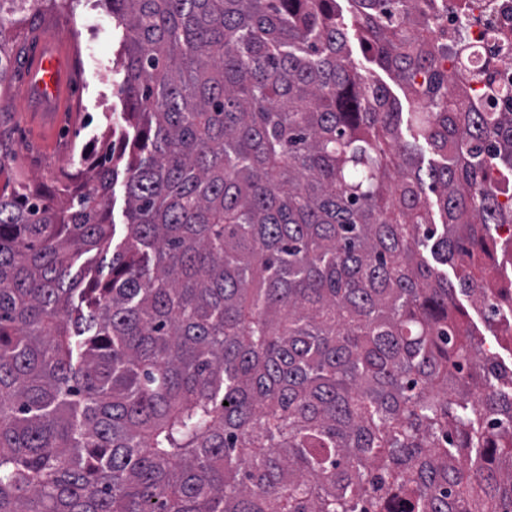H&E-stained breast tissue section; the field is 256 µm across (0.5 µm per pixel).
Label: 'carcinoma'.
Instances as JSON below:
<instances>
[{
  "mask_svg": "<svg viewBox=\"0 0 512 512\" xmlns=\"http://www.w3.org/2000/svg\"><path fill=\"white\" fill-rule=\"evenodd\" d=\"M347 2L105 0L120 149L0 193V512H512V364L454 313L512 323V87L448 0ZM347 53L351 61L362 69H372L375 72V77L387 87L390 95L396 98L403 105V111H407L406 99L404 96V90L401 84L394 79V77L388 72L377 68L374 64L369 63L364 57L359 40L356 35H354L353 30H349L348 34V45H347Z\"/></svg>",
  "mask_w": 512,
  "mask_h": 512,
  "instance_id": "cac0c4a2",
  "label": "carcinoma"
}]
</instances>
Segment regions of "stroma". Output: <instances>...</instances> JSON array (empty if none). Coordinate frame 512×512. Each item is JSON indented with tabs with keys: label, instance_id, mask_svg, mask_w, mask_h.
I'll list each match as a JSON object with an SVG mask.
<instances>
[{
	"label": "stroma",
	"instance_id": "stroma-1",
	"mask_svg": "<svg viewBox=\"0 0 512 512\" xmlns=\"http://www.w3.org/2000/svg\"><path fill=\"white\" fill-rule=\"evenodd\" d=\"M5 35L11 59L7 83L0 90V143L10 158L0 172V188L20 178L47 184L65 174L85 178L83 155H97L110 143L112 115L127 109L115 72L120 33L106 7L102 0H70L61 13L30 9ZM45 37L74 49L81 64L75 111L45 114L24 107L25 59L18 56L17 43Z\"/></svg>",
	"mask_w": 512,
	"mask_h": 512
}]
</instances>
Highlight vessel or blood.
Returning <instances> with one entry per match:
<instances>
[{
  "mask_svg": "<svg viewBox=\"0 0 512 512\" xmlns=\"http://www.w3.org/2000/svg\"><path fill=\"white\" fill-rule=\"evenodd\" d=\"M78 69L67 49L40 41L29 55L25 70L27 103L33 112H59L68 98L70 81Z\"/></svg>",
  "mask_w": 512,
  "mask_h": 512,
  "instance_id": "vessel-or-blood-1",
  "label": "vessel or blood"
}]
</instances>
